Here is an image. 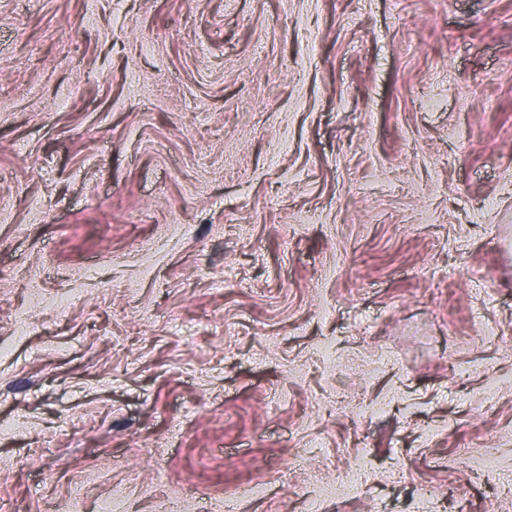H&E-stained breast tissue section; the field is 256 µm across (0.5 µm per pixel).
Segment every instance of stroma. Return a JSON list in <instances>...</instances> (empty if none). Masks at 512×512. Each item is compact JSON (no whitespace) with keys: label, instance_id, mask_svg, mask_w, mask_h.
<instances>
[{"label":"stroma","instance_id":"obj_1","mask_svg":"<svg viewBox=\"0 0 512 512\" xmlns=\"http://www.w3.org/2000/svg\"><path fill=\"white\" fill-rule=\"evenodd\" d=\"M85 9L0 0V512H512V0Z\"/></svg>","mask_w":512,"mask_h":512}]
</instances>
